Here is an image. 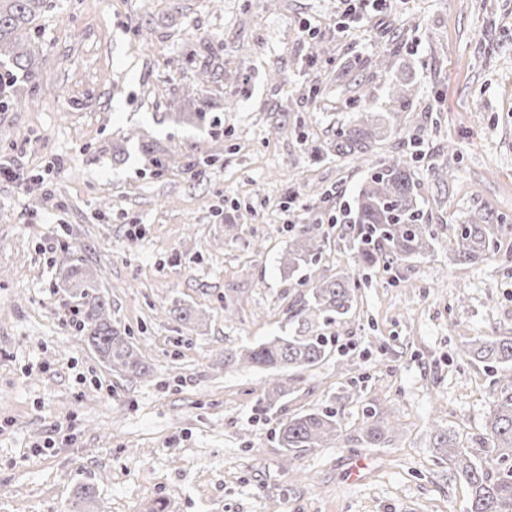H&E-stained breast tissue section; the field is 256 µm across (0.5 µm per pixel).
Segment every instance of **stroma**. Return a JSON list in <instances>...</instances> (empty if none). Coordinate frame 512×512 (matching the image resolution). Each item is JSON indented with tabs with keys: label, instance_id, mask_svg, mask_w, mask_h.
<instances>
[{
	"label": "stroma",
	"instance_id": "obj_1",
	"mask_svg": "<svg viewBox=\"0 0 512 512\" xmlns=\"http://www.w3.org/2000/svg\"><path fill=\"white\" fill-rule=\"evenodd\" d=\"M31 34L38 91L0 111V159L33 178L0 182V512H81L86 482L93 512H465L431 428L477 447L499 372L458 351L512 336V238L474 264L453 252L476 211L512 224V0L350 16L340 0H55ZM204 70L209 124L176 122ZM391 85L407 100L396 122ZM366 112L381 140L367 161L337 156V128ZM150 148L199 158L201 175L152 167ZM403 150L432 248L355 266L328 218ZM294 223L320 225L326 248L290 275ZM71 264L99 280L146 376L85 343L59 276ZM316 273L355 279L356 300L310 325L326 358L279 371L293 391L268 406L269 371L224 352L297 330ZM185 305L199 322L176 318ZM316 409L347 431L382 412L388 441L280 448L279 422Z\"/></svg>",
	"mask_w": 512,
	"mask_h": 512
}]
</instances>
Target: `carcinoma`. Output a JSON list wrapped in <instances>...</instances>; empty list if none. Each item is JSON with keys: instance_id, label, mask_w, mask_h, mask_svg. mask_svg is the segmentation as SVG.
<instances>
[{"instance_id": "carcinoma-1", "label": "carcinoma", "mask_w": 512, "mask_h": 512, "mask_svg": "<svg viewBox=\"0 0 512 512\" xmlns=\"http://www.w3.org/2000/svg\"><path fill=\"white\" fill-rule=\"evenodd\" d=\"M52 7L49 0H0V107L18 108L36 92L32 83L34 50L23 36L27 26ZM195 111L181 112L186 122L202 121L210 100L198 90ZM380 135L377 124L362 122L343 127L336 133L338 155L364 156L372 151ZM343 238L348 240L358 266L382 263L397 265L426 254L434 233L427 224L419 183L407 155L397 153L372 169L342 214ZM512 236V224H503L489 212L479 211L466 224L457 227L456 255L461 262H476L500 242ZM322 254L320 227L302 224L295 228L282 254L288 274L314 265ZM80 300V329L87 345L98 358L118 373L147 374L133 345L112 326L109 302L100 292L97 280L72 268L65 274ZM358 284L347 277H318L309 289V301L296 311L308 323L318 317L347 314L353 305ZM327 342L321 336L301 332L274 336L254 347L224 352V366L250 363L264 369L311 368L325 355ZM462 354L472 360L500 367L503 374L492 391L490 411L481 437L484 457L448 440V428L433 426L434 447L471 490L467 512H512V336H486L470 341ZM341 435L340 421L332 410L295 415L279 429L280 447L290 452L324 448ZM385 417L374 411L367 424L353 430L346 442L357 448H375L386 442Z\"/></svg>"}]
</instances>
